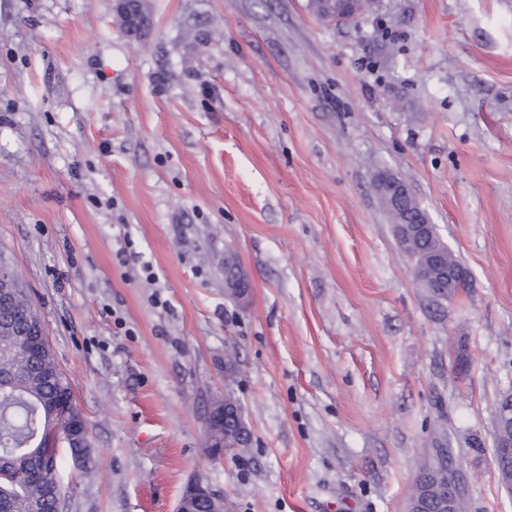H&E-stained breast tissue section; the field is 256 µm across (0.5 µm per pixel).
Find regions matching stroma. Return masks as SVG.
Instances as JSON below:
<instances>
[{"mask_svg":"<svg viewBox=\"0 0 512 512\" xmlns=\"http://www.w3.org/2000/svg\"><path fill=\"white\" fill-rule=\"evenodd\" d=\"M310 2L144 0L134 38L114 0H0V256L90 445L64 512H175L192 480L224 512H405L443 450L467 512H512V0ZM382 172L466 270L453 298L415 279ZM227 394L249 441L216 461ZM225 399L237 405L230 396ZM238 406V405H237ZM234 406L233 409L225 407L223 399L215 400L204 417V425L208 435L209 448L213 449V458L218 459L224 455V431H228V425L236 426L239 429L241 438L245 434L244 415L241 408Z\"/></svg>","mask_w":512,"mask_h":512,"instance_id":"1","label":"stroma"}]
</instances>
